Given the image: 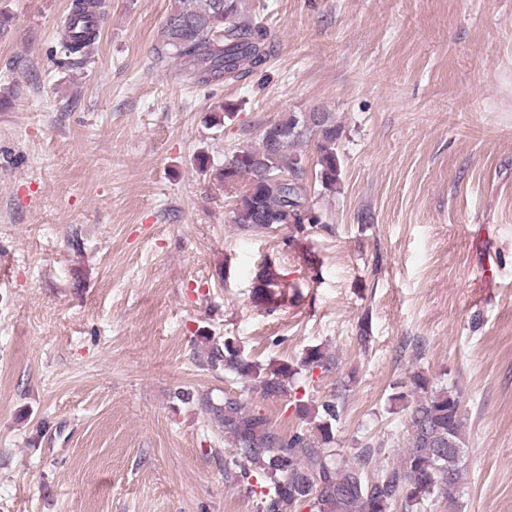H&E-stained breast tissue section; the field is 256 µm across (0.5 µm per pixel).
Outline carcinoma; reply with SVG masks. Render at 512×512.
Instances as JSON below:
<instances>
[{
	"label": "carcinoma",
	"mask_w": 512,
	"mask_h": 512,
	"mask_svg": "<svg viewBox=\"0 0 512 512\" xmlns=\"http://www.w3.org/2000/svg\"><path fill=\"white\" fill-rule=\"evenodd\" d=\"M101 0H73L67 18L65 59L81 65L93 53L97 37L96 8ZM157 60L177 61L197 85L224 78L242 80L264 66L273 52L265 27L242 18V0H174L165 23L157 33ZM276 136L270 148L268 131L255 147L237 151L219 170L222 182L234 185L247 179L238 196L232 221L243 230L270 229L292 224L304 230L301 212L313 208L305 181L304 154L295 147L317 139L314 165L317 181L333 192L341 175L336 141L340 127L333 112L314 113L310 125L303 116L290 113L270 125ZM279 277L268 267L256 276L253 295L259 302L275 298ZM197 342L204 363L242 380L260 383L266 399L288 392L300 371H327L333 358L316 345L309 347L298 364L287 361L262 365L245 356L233 341L200 336ZM409 409L410 434L398 465L369 477V468L385 452L371 443L343 466L330 462L336 423L343 413L334 393L314 409L300 403L297 413L309 419L311 428L284 435L256 408L235 397L215 399L205 395L197 405L222 432L233 453L224 462L230 479L259 488L260 512H382L401 502L402 512H427L430 503L442 500L448 512H457V493L464 476L459 464L448 478V447L466 449L461 392L450 386L434 387L421 373L412 376L408 391L392 395Z\"/></svg>",
	"instance_id": "1"
}]
</instances>
